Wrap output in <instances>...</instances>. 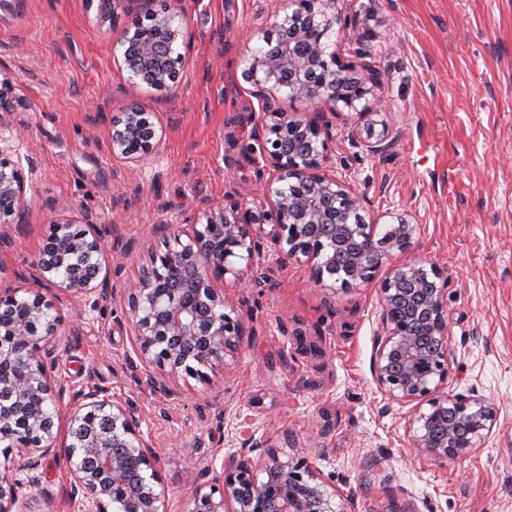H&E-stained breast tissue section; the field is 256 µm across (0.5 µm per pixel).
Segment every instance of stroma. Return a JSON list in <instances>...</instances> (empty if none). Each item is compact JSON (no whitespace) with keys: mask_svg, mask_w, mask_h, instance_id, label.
<instances>
[{"mask_svg":"<svg viewBox=\"0 0 512 512\" xmlns=\"http://www.w3.org/2000/svg\"><path fill=\"white\" fill-rule=\"evenodd\" d=\"M275 0H180L196 31L178 83L135 88L112 63L108 41L141 9L98 27L81 0H0V59L27 109V149L40 167L26 193L36 205L0 229V284L32 274L51 223L90 219L105 244L111 299L54 303L69 334L54 374L67 395L93 384L132 404L159 450L167 512H186L189 471L206 449L239 448L241 419L281 458L308 457L335 489L357 490L359 512H512V0H345L354 25L330 39L370 45L385 75L383 120L397 134L385 155L349 133L358 111L332 120L330 164L375 212L409 211V260L447 281L457 362L447 391L493 400L498 421L472 455L440 465L411 446L412 408L386 399L373 376L379 332L375 283L314 284L305 261L273 248L225 288L245 333L208 380L158 374L148 385L136 354L124 286L147 260L156 227L197 215L244 188L262 195L268 168L254 164L262 104L241 78L242 35L272 29ZM154 113L166 135L142 176L114 156L113 113ZM67 460H49L31 512H77L63 495Z\"/></svg>","mask_w":512,"mask_h":512,"instance_id":"obj_1","label":"stroma"}]
</instances>
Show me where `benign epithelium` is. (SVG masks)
Wrapping results in <instances>:
<instances>
[{
	"label": "benign epithelium",
	"mask_w": 512,
	"mask_h": 512,
	"mask_svg": "<svg viewBox=\"0 0 512 512\" xmlns=\"http://www.w3.org/2000/svg\"><path fill=\"white\" fill-rule=\"evenodd\" d=\"M130 0H82L104 27ZM341 0H290L281 20L263 34L279 48L243 54L242 79L262 103L260 158L271 170L263 197L236 191L221 206H203L187 230H175L149 250L148 260L124 288L128 320L142 363L173 377L204 380L224 366L243 336L241 315L227 310L219 282L246 283L240 263L261 258L265 245L286 261L310 263L312 280L336 278L338 257L349 267L344 287L372 281L388 268L377 299L381 336L374 381L391 400L415 404L409 423L412 447L439 464L476 450L492 432L498 408L485 398L447 395L442 388L455 364L448 306L440 271L424 261L394 265L415 246L410 215L384 212L366 218L367 197L345 179L322 172L331 129L286 110L284 100L319 104L333 112L356 109L355 97L336 94V79H353L362 115L387 111L372 95L381 71L343 61L329 50L326 33L352 25ZM112 42L114 65L134 86L166 89L177 83L193 32L177 2L148 9ZM10 69L0 61V224H15L31 207L26 179L37 167L25 147L23 102ZM165 135L149 112L127 109L112 116V153L135 173L154 158ZM387 124L366 126L360 139L372 154L391 145ZM187 237L182 242L181 236ZM105 246L88 221L53 222L38 248L39 283L93 306L110 297L102 276ZM64 320L47 295L0 289V512H30L23 489H39L47 461L62 453L69 463L68 501L79 512H165L167 489L153 441L137 410L92 386L64 403L52 376ZM187 512H335L326 481L304 457L283 461L265 435L249 431L220 469L193 477Z\"/></svg>",
	"instance_id": "1"
}]
</instances>
